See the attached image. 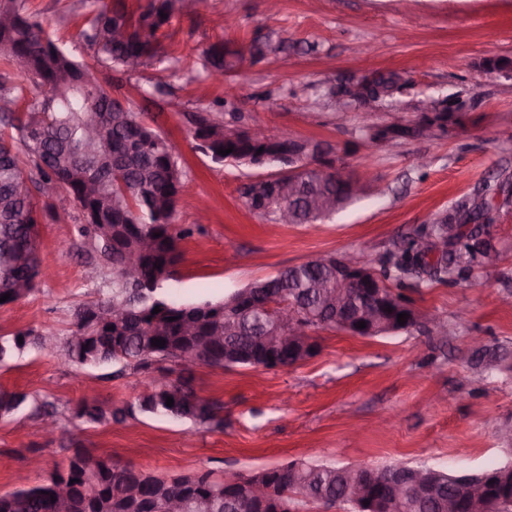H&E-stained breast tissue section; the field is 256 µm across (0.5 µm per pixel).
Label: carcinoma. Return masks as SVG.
I'll use <instances>...</instances> for the list:
<instances>
[{"instance_id": "1", "label": "carcinoma", "mask_w": 512, "mask_h": 512, "mask_svg": "<svg viewBox=\"0 0 512 512\" xmlns=\"http://www.w3.org/2000/svg\"><path fill=\"white\" fill-rule=\"evenodd\" d=\"M0 12L12 16V29L0 31V53L4 65L16 67L26 83L16 84L8 74H0V296L10 294L18 302L35 291L40 280L39 224L53 217V205L41 200L42 188L57 186V194L66 195L81 212L83 224L78 233L96 254L98 263L112 268V300L97 302L103 318L112 309L121 308L123 318L114 329L100 323L90 327L83 322V308L75 313L73 335L66 342L70 361L81 366L115 365L116 374L132 368L142 374L153 372L165 363L178 364L179 353L191 348L199 365L224 367L229 359L241 367H251L244 352H259L265 337L275 324L274 315L264 305L273 301L293 310L311 328L336 327V308L325 303L328 293L336 291L337 258L322 256L288 267L274 276L256 281L250 287L217 299L183 303L170 298L165 284L181 260L179 242L193 235L194 229L175 228L173 195L176 185L186 184V173L167 140L152 125L145 112H122L112 82H101L95 65L87 64L60 45L25 8L24 0H0ZM184 12L182 0H146L135 10L124 0H91L80 37L94 49L96 65L110 70H127L159 56L164 27ZM120 29L125 37L116 40L112 31ZM283 43L255 39L251 57L257 61L282 51ZM239 52L224 48L217 41L203 53L204 78L214 71H231ZM375 83L385 89L403 88L405 80L397 70H378ZM216 100L202 112L189 116L192 133L205 131L212 138L213 150L233 149L229 156H257V151L275 145L286 153L296 145L294 137L282 133L264 139L241 132L234 139L224 138V126L237 127L239 112H220ZM229 120H224V116ZM99 120L112 140V152L104 153L89 140L87 126ZM462 116L446 105L434 116L418 115L401 125L402 132L424 131L434 127L445 131L461 124ZM298 181L294 197L288 198V210L294 224H313L324 219L312 209V201L327 196L348 204L354 199L349 187L330 174L319 181L316 170L304 169L295 175ZM22 179L36 188L28 199L17 197L13 188ZM482 190L489 196L500 195L502 205L512 203V180L486 182ZM125 202V213L112 217V200ZM280 201L272 196L268 184L253 187L249 209L276 219ZM494 217L489 208L474 204V197L457 200L448 210L422 224L414 233L393 243L372 268L384 286V304L390 315L413 309L408 288L434 284L453 285L469 279L474 266L491 267L499 253L491 246ZM152 244L141 258L138 279L130 280L125 269L126 256L139 250L142 241ZM439 240L448 249L432 260L427 253ZM348 303L366 309L371 303L364 289L352 285L343 289ZM160 312L153 313L154 308ZM173 321H168V318ZM52 351L56 338L41 341V333L32 329L0 336V364L27 348L18 337ZM155 339L165 346L152 345ZM192 371L183 369L175 381L153 379L146 390L121 407H108L96 399L81 400L72 408V416L87 424H123L139 415L189 421L206 429L224 427L221 404L197 394ZM173 398V406L166 405ZM30 412L37 418L51 416L52 405L23 391L0 390V419ZM97 487L93 497L84 495L80 472L73 459L42 483L0 493V512H168L172 499L185 502L184 512H197L195 501H209L208 512H258L242 496H232L224 481L209 472L171 477L147 474L133 465H120L99 458ZM418 466L391 464L356 472L351 466L336 467L292 460L266 468L270 497L286 501L293 512L314 505L340 503L350 507V483L365 486L367 494L382 497L387 482L402 478L409 485L406 495L389 502L388 512H448L447 502L456 500V512H470L468 501L480 492L478 486H464L448 480V472L432 469L436 495H417ZM497 468L485 471L487 486L495 498L497 512H512V484H501ZM73 481L68 508L62 511L51 501L56 480Z\"/></svg>"}]
</instances>
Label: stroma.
Masks as SVG:
<instances>
[{
  "instance_id": "35a3bbf8",
  "label": "stroma",
  "mask_w": 512,
  "mask_h": 512,
  "mask_svg": "<svg viewBox=\"0 0 512 512\" xmlns=\"http://www.w3.org/2000/svg\"><path fill=\"white\" fill-rule=\"evenodd\" d=\"M89 0H26V7L66 48L90 58L78 33ZM288 50L232 72L234 92L204 79L203 51L233 49L256 37ZM159 61L112 72L118 93L150 113L187 174L175 205L176 227L194 226L167 283L175 299L219 297L279 270L323 255L379 259L393 241L432 221L484 181L512 177V0H201L175 17ZM378 69L403 72L393 102L363 114L339 109L320 93ZM162 95L147 101L152 85ZM462 103L464 122L448 132L363 150L359 127L391 113L414 115L417 99ZM216 98L246 124L335 144L346 166H370L374 181L343 211L317 224H278L249 211L240 187L250 168L211 161L196 149L188 113ZM56 215L40 232L48 277L33 295L0 309V334L54 330L67 340L74 310L112 297V271L81 250L75 204L53 199ZM500 259L465 282L409 290L420 330L359 337L334 330L314 336L319 355L279 369L195 368L193 386L224 404V427L138 417L90 426L71 410L88 389L109 406L133 400L142 374L113 377L112 367L68 362L63 348H29L0 364V388L37 395L56 409L57 432L39 418L0 421V493L44 481L79 441L91 457H109L157 476L209 471L252 473L292 460L383 466L393 462L472 474L512 461V441L498 429L512 421V372L475 369V343L512 351V206L493 228Z\"/></svg>"
}]
</instances>
